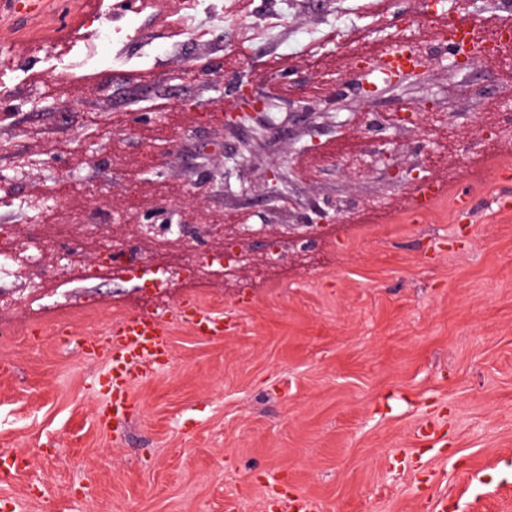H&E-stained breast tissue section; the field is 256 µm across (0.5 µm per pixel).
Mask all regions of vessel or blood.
Returning a JSON list of instances; mask_svg holds the SVG:
<instances>
[{"mask_svg":"<svg viewBox=\"0 0 512 512\" xmlns=\"http://www.w3.org/2000/svg\"><path fill=\"white\" fill-rule=\"evenodd\" d=\"M46 7V0H0V13L18 18L40 15ZM433 29L437 40L446 45L469 43L476 31L470 24L439 20L434 21ZM178 324L187 326L192 335L204 338L223 336L225 330L223 314L197 300L183 299L159 313L122 316L113 321L106 335L83 340L81 348L85 354L107 362L102 386L116 421L125 420L135 409L133 384L168 364L171 331Z\"/></svg>","mask_w":512,"mask_h":512,"instance_id":"vessel-or-blood-1","label":"vessel or blood"}]
</instances>
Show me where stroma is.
Here are the masks:
<instances>
[{
  "label": "stroma",
  "mask_w": 512,
  "mask_h": 512,
  "mask_svg": "<svg viewBox=\"0 0 512 512\" xmlns=\"http://www.w3.org/2000/svg\"><path fill=\"white\" fill-rule=\"evenodd\" d=\"M51 2L60 50L80 41L87 11L136 37L101 44L103 68L61 84L25 21L0 19V242L47 244V277L67 252L97 262L107 242L137 263L228 248L244 259L162 290L105 267L45 299L41 317L0 312V452L23 458L0 482V512H270L300 493L322 512H436L442 501L512 512V211L494 203L512 195V81L501 75L512 44L463 69L439 53L420 83L365 102L337 77L381 51L373 26L426 0H352L346 26L339 0H253L241 17L211 0L209 27L177 37L141 0ZM277 56L290 73L268 69ZM235 72L272 103L244 166L236 153L252 134L224 122ZM406 102L425 110L433 145L415 125L366 129ZM384 135L397 149L368 174L334 166ZM301 155L319 168L298 178ZM409 169L444 190L420 219L416 185L393 180ZM275 171L289 178L281 199ZM462 191L474 200L465 214L453 208ZM316 208L339 221L309 242L289 233ZM231 214L265 225L280 259L205 231ZM167 220L200 242L166 240ZM186 297L228 329L209 340L173 330L168 366L134 385L138 417L113 445L95 389L106 363L77 344ZM424 421L439 437L426 452Z\"/></svg>",
  "instance_id": "35a3bbf8"
}]
</instances>
